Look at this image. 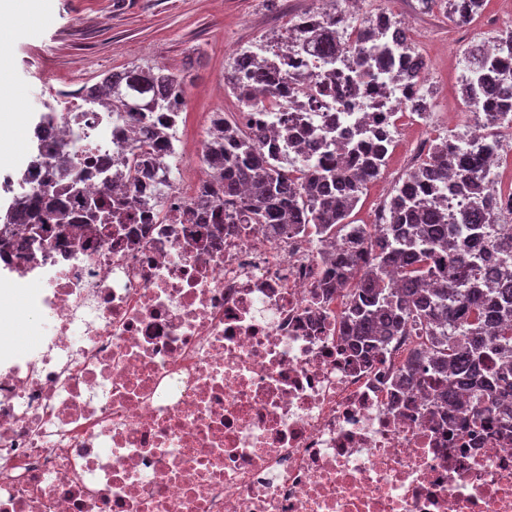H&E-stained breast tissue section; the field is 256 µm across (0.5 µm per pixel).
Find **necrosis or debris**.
Listing matches in <instances>:
<instances>
[{
    "label": "necrosis or debris",
    "instance_id": "obj_1",
    "mask_svg": "<svg viewBox=\"0 0 512 512\" xmlns=\"http://www.w3.org/2000/svg\"><path fill=\"white\" fill-rule=\"evenodd\" d=\"M344 3L342 48L386 26L388 12ZM254 52L283 77L348 73L313 51L262 42ZM428 80L425 70L382 73L377 119L349 86L316 110L303 93L269 94L248 119L272 143L295 127L301 170L324 131L334 154L355 138L425 154L432 139L403 105ZM49 109L60 119L51 138L37 127L20 136V180L40 183V157L53 150L80 200L109 197L114 213L35 240L0 224L11 242L0 255V512H512V427L457 447L469 392L448 406L418 384L395 386L425 341L395 336L356 360L339 323L346 292L320 288L311 228L280 236L225 223L222 204L203 194L197 153L156 156L152 175H137L141 126L90 94L54 93ZM498 132L485 177L501 223L512 224V188L499 183L512 123ZM174 166L185 178L155 196ZM135 194L144 203L132 209ZM33 281L41 289L28 307L43 334L21 352L10 295Z\"/></svg>",
    "mask_w": 512,
    "mask_h": 512
}]
</instances>
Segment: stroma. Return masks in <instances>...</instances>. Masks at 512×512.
<instances>
[{"label":"stroma","instance_id":"1","mask_svg":"<svg viewBox=\"0 0 512 512\" xmlns=\"http://www.w3.org/2000/svg\"><path fill=\"white\" fill-rule=\"evenodd\" d=\"M405 23L408 35L424 33V58L433 74L437 111L457 109L468 40H481L512 11V0H485L469 25L440 9L419 10L417 0H380ZM43 14L17 29L7 51L10 82L18 92L20 125H35L46 88L77 94L81 87L137 63L161 67L187 82L182 143L202 145L213 112L236 117L240 107L224 85L230 58L225 46L243 49L265 37L287 34L299 15L321 0H41ZM406 145L390 153L383 175L365 190L354 223H366L378 198L392 191L406 168Z\"/></svg>","mask_w":512,"mask_h":512}]
</instances>
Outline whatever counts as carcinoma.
<instances>
[{"instance_id":"cac0c4a2","label":"carcinoma","mask_w":512,"mask_h":512,"mask_svg":"<svg viewBox=\"0 0 512 512\" xmlns=\"http://www.w3.org/2000/svg\"><path fill=\"white\" fill-rule=\"evenodd\" d=\"M442 2L448 19L463 26L480 13L485 0ZM308 20L311 30L298 33L299 45L304 50L315 46L327 63L336 65L339 11L322 9L299 17ZM393 33L392 47L369 32L368 44L353 50L348 82L376 80L377 72L393 68L399 55L415 73L426 66L405 29L396 24ZM493 51L480 67L467 69L461 84L462 97L483 108L489 126L494 114L512 112L511 29L496 37ZM240 70L248 72L253 83L277 86L276 76L265 71L261 61L248 55L235 58L225 71L224 84L245 105L253 97L240 87ZM290 81L305 86L316 103L336 90L329 80L318 83L304 76ZM94 95L108 96L110 111L124 112L137 122L147 112L164 113L161 124L151 126V146L156 154L173 152L180 119L175 98L186 101V86L178 75L132 65L106 75ZM432 106L433 96L417 91L406 109L422 117ZM209 136L203 162L212 176L203 192L231 207L225 223L266 224L279 233L311 224L316 235L343 242L340 253L325 254L323 260L326 287L349 289L340 320L355 352L371 354L391 335L416 331L430 349L424 357L411 358L398 381H417L444 402L472 388L471 405L463 411L462 428L468 436L499 420L512 421V224L496 223L483 193L480 167L481 154L493 144L454 154L445 146L434 148L395 186L385 206L389 224L382 239L374 242L365 226L353 223L350 216L367 182L382 174L389 150L352 140L343 146L350 155L346 160L319 147L317 163L303 184L291 177L277 150L266 149L259 126L245 131L216 112ZM450 170L457 173L452 186ZM243 186L248 192H242ZM50 188L46 183L29 190L22 207H10L4 223H25L27 210L43 208ZM448 188L473 194L472 205L452 217L445 215L438 204ZM48 210L59 231H66L67 206L53 198ZM398 277L402 287L396 289L393 281ZM492 356L501 368L480 375Z\"/></svg>"}]
</instances>
